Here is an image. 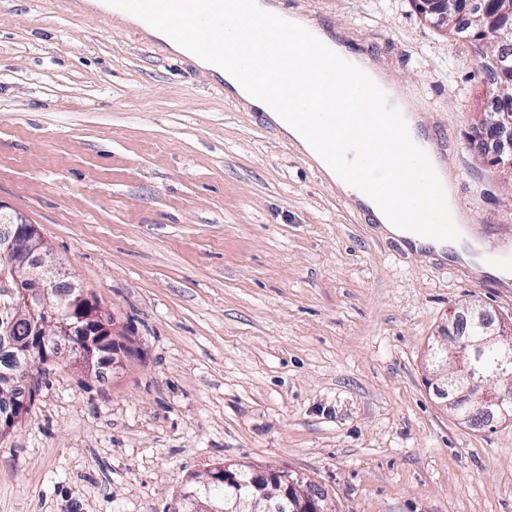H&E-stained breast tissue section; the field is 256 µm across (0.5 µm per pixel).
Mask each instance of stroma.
Masks as SVG:
<instances>
[{"instance_id":"obj_1","label":"stroma","mask_w":512,"mask_h":512,"mask_svg":"<svg viewBox=\"0 0 512 512\" xmlns=\"http://www.w3.org/2000/svg\"><path fill=\"white\" fill-rule=\"evenodd\" d=\"M364 46L446 140L472 235L512 180L470 144L491 84L416 0H278ZM0 202L113 320L117 364L47 375L0 437V512H173L224 462L335 512H512V421L465 422L429 350L512 284L403 249L264 114L137 27L0 0Z\"/></svg>"}]
</instances>
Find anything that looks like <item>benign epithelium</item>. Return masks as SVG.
I'll use <instances>...</instances> for the list:
<instances>
[{
    "label": "benign epithelium",
    "mask_w": 512,
    "mask_h": 512,
    "mask_svg": "<svg viewBox=\"0 0 512 512\" xmlns=\"http://www.w3.org/2000/svg\"><path fill=\"white\" fill-rule=\"evenodd\" d=\"M0 351L24 356L27 364L19 371L0 374V434L10 432L28 413L34 389L32 364L62 363L67 359L61 344L74 353L73 362L86 372L98 367L107 337L113 334L104 312L80 286L60 280L68 277L65 263L46 245L37 227L20 216L0 224ZM22 296L25 311L13 312V301ZM33 318L34 328L28 341L15 344L10 340V325L24 314ZM477 336L457 340L451 350L453 370L441 364L443 384L455 394L453 408L470 406L469 421L482 423L489 413L512 416V363L505 362L495 374L479 370L475 361L485 348L499 345L504 336L492 318L472 310ZM239 467L223 464L211 468L205 477L193 480L182 493L174 512H332L326 494L276 468L250 469V482L243 494L224 497L217 504L201 489L231 486L237 482Z\"/></svg>",
    "instance_id": "obj_1"
}]
</instances>
